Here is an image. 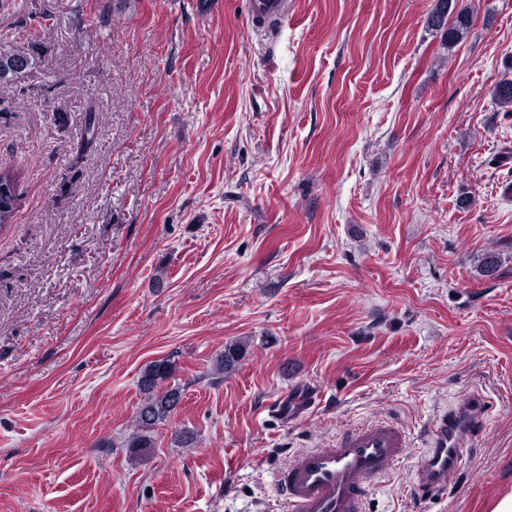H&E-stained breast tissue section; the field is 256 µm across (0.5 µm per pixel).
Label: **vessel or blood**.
I'll use <instances>...</instances> for the list:
<instances>
[{"instance_id": "b4317fda", "label": "vessel or blood", "mask_w": 512, "mask_h": 512, "mask_svg": "<svg viewBox=\"0 0 512 512\" xmlns=\"http://www.w3.org/2000/svg\"><path fill=\"white\" fill-rule=\"evenodd\" d=\"M250 9L253 23L269 36L285 19L288 0H250ZM487 412L485 399L471 394L438 416L416 473L421 488L447 489ZM408 448L407 435L397 421H376L344 432L326 447L295 453L277 471L275 484L289 512H363L367 481L385 475Z\"/></svg>"}]
</instances>
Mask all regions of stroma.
<instances>
[{"label": "stroma", "instance_id": "35a3bbf8", "mask_svg": "<svg viewBox=\"0 0 512 512\" xmlns=\"http://www.w3.org/2000/svg\"><path fill=\"white\" fill-rule=\"evenodd\" d=\"M434 4L291 0L270 39L250 0H0V51L33 61L0 83V512H284L288 458L377 418L414 446L365 512L512 492V0H458L453 45ZM160 360L182 402L138 457ZM473 392L431 495L419 446ZM457 0H436L433 10L430 12L427 22L435 28H445V37L448 44H454L462 39L470 27L471 17L468 11L460 9L451 23L449 18L456 11ZM488 412L481 395L470 394L450 411L439 415L427 435L426 448L416 473L418 485L428 492L445 491L463 462L466 446L483 425Z\"/></svg>", "mask_w": 512, "mask_h": 512}]
</instances>
